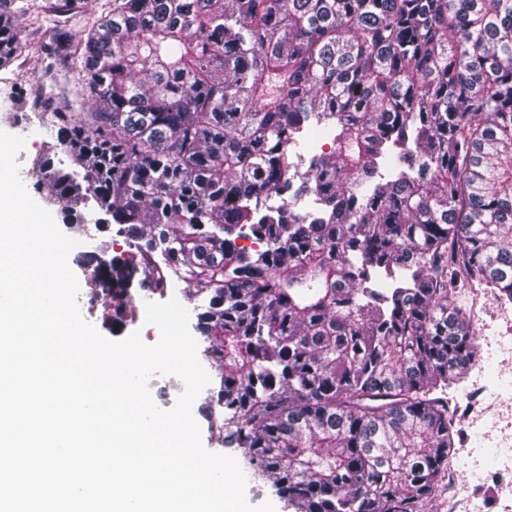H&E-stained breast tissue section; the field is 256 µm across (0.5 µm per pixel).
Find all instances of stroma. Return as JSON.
<instances>
[{
  "mask_svg": "<svg viewBox=\"0 0 512 512\" xmlns=\"http://www.w3.org/2000/svg\"><path fill=\"white\" fill-rule=\"evenodd\" d=\"M29 0H19L21 9L15 20L17 43L13 61L8 68L0 69V79H8L16 92L19 111L25 112L33 126L26 133L25 148L17 156L19 165H26L42 151V141L47 137V129L38 125L37 112L32 103L42 83L41 78L32 77L27 72L30 59L44 55L57 30L66 29L80 33L83 17L87 14H101L105 0H78L77 15H49L40 25H32L26 6ZM79 241L68 257V265L78 281H85L86 272L80 261L89 254L104 260L127 251L124 236L116 227H108L93 235L79 231L74 233ZM82 317L107 338L126 337L140 333L144 343L152 345L159 341L160 331L156 326L133 316L115 320L113 306L90 300L82 296L79 305ZM475 333L479 338L484 359L496 367L498 374L494 384H486L479 370H469L466 384L469 389H483L485 396H501L502 401L493 409H486L479 401L470 406H461L458 416L464 447L461 451L459 487L467 494L478 497L484 504V512H512V489L503 488V478L498 474L500 449L499 441H512V378L501 374L499 367L505 360L503 343L512 342V303L497 300L494 294H486L480 300L475 318Z\"/></svg>",
  "mask_w": 512,
  "mask_h": 512,
  "instance_id": "35a3bbf8",
  "label": "stroma"
}]
</instances>
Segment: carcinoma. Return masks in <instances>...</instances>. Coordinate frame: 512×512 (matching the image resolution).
<instances>
[{"label": "carcinoma", "mask_w": 512, "mask_h": 512, "mask_svg": "<svg viewBox=\"0 0 512 512\" xmlns=\"http://www.w3.org/2000/svg\"><path fill=\"white\" fill-rule=\"evenodd\" d=\"M111 3L48 52L90 111L35 103L76 169L26 180L119 225L112 281L203 298L204 415L253 480L294 512H430L483 366L460 297L512 302V0Z\"/></svg>", "instance_id": "1"}]
</instances>
